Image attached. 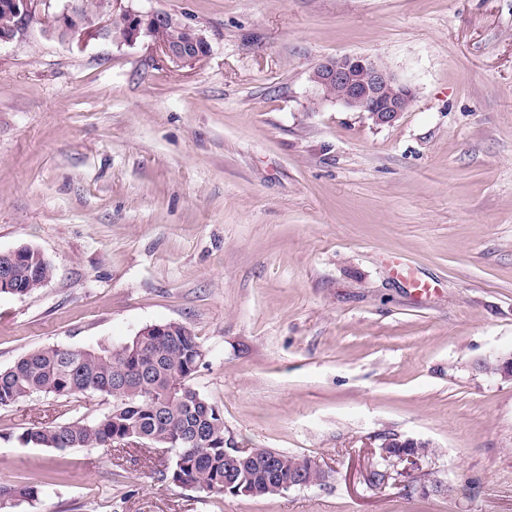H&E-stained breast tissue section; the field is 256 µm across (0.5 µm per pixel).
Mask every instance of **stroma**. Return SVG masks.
Instances as JSON below:
<instances>
[{
	"instance_id": "35a3bbf8",
	"label": "stroma",
	"mask_w": 512,
	"mask_h": 512,
	"mask_svg": "<svg viewBox=\"0 0 512 512\" xmlns=\"http://www.w3.org/2000/svg\"><path fill=\"white\" fill-rule=\"evenodd\" d=\"M66 2L0 45V251L53 266L0 294V369L182 323L225 439L325 479L220 495L148 444L26 445L113 404L40 396L0 407V486L40 490L0 512H512V381L482 368L512 353V0H112L196 27L182 66L57 39ZM343 53L412 80L410 109L319 101ZM385 436L431 449L385 461Z\"/></svg>"
}]
</instances>
